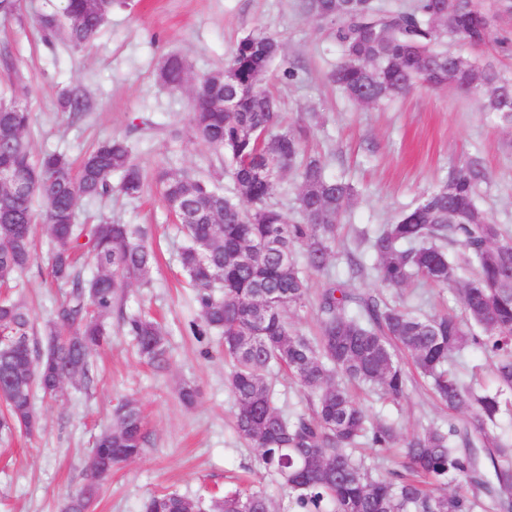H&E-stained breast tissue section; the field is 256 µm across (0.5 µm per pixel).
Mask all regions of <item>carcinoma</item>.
<instances>
[{"instance_id": "1", "label": "carcinoma", "mask_w": 512, "mask_h": 512, "mask_svg": "<svg viewBox=\"0 0 512 512\" xmlns=\"http://www.w3.org/2000/svg\"><path fill=\"white\" fill-rule=\"evenodd\" d=\"M113 2L66 0L61 15H43L39 24L63 30L79 48L96 37ZM300 8L333 26L342 60L328 79L349 98L377 104L430 80L472 97L484 112L512 117V83L494 64L436 49L447 38L476 46L491 39L494 15L481 0H446L439 10L434 0H411L397 9H382L374 0H300ZM282 52L274 36L252 31L236 43L224 70L192 90V134L224 156L234 195L172 169L157 176L163 203L176 210L185 237L180 263L199 310L190 330L199 340L212 333L223 339L235 431L258 449L260 470L288 491L282 512H474L480 493L495 512H512V435L499 431L512 406V239L476 204L490 173L481 157H465L394 222L361 234L371 266L355 251L343 253L353 279L372 269L384 288L420 279L454 290L463 316L421 315L404 302L391 304L332 281L319 295L318 335L301 334L290 327L288 313L308 300L303 269H326L354 189L327 176L323 159L304 153L300 137L281 127L276 99L262 79ZM160 76L168 87L183 88L181 59L168 56ZM87 107L78 88L58 99L63 113L79 115ZM30 122L27 104L0 99V172L29 182L22 193L7 180L0 185V284L34 265L41 230L51 242L48 274L67 290L47 325L42 354L30 338L26 304L0 300V433L6 434L39 429L35 391L64 395L61 371L71 373L73 387H88L93 354L108 340L107 320L122 306L126 287L149 279L156 259L137 224L77 222L82 199L114 191L128 199L142 196L145 176L128 142L102 141L78 164L58 151L36 157L25 139ZM283 168L299 181L293 219L272 203ZM81 256L95 265L89 278L78 267ZM124 325L143 358L166 362L167 340L157 323L135 315ZM469 348L494 359V387L466 381L452 364ZM404 358L430 380L448 415L467 413L463 425L450 420L446 429L430 424L402 436L394 424L372 420L337 380L340 373L397 402L411 381ZM276 368L308 395L311 413L276 406ZM113 419L94 443L88 497L69 499L62 512H91L112 470L142 454L146 433L137 400L119 404ZM362 440L372 448H401L405 472L373 476L371 465L352 455ZM448 477L456 481L451 490L444 486ZM142 508L192 512L202 502L161 492ZM211 512L277 508L261 486L247 483L214 500Z\"/></svg>"}]
</instances>
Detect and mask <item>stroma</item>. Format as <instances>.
Returning a JSON list of instances; mask_svg holds the SVG:
<instances>
[{
  "mask_svg": "<svg viewBox=\"0 0 512 512\" xmlns=\"http://www.w3.org/2000/svg\"><path fill=\"white\" fill-rule=\"evenodd\" d=\"M62 5V0H18L17 16L0 17V52L10 57L9 65L0 64V96L30 105L33 121L26 140L33 153L61 150L77 157L105 138L128 140L146 176L143 196L131 200L115 193L83 200L77 218L140 225L158 260L149 283L127 289L122 315L111 320L110 344L94 359L89 388L38 400L36 433L0 436V512H59L85 484L95 436L111 427L115 407L128 398L140 405L147 443L138 459L113 471L94 512H141L143 502L162 490L220 497L236 477L255 469L257 451L232 428L220 337L200 341L189 330L198 311L179 263L182 235L154 179L157 169L171 167L218 177L225 191L234 189L221 157L191 135V83L222 70L236 41L253 30L282 42L283 54L264 84L279 100L283 123L324 158L328 175L356 190L342 217L340 250L355 248L360 232L391 223L445 181L454 163L474 154L492 175L479 188L477 204L512 234V126L449 86L419 87L378 106L349 99L327 82L342 56L332 29L308 18L299 0H117L98 38L82 48L31 24L34 16L60 12ZM483 6L496 15L491 41L473 46L451 40L446 48L493 61L512 79V11L504 10L501 0H483ZM170 54L180 55L186 66L189 84L178 91L159 79ZM288 69L294 78L285 77ZM73 87L92 101L91 110L77 120L57 109L62 90ZM347 275L340 258L330 259L326 272L312 274L305 307L289 316L300 333H316L319 293L330 279ZM10 293L27 302L31 334L44 340L62 286L38 262L13 282ZM383 296L390 302L405 297L423 314L458 306L452 289L419 283L404 294L387 290ZM144 313L156 317L168 341L164 367L139 357L122 324L123 316ZM185 380L201 392L191 409L178 397ZM355 397L372 416L393 422L404 434L448 422L418 377L397 404L375 390H356Z\"/></svg>",
  "mask_w": 512,
  "mask_h": 512,
  "instance_id": "stroma-1",
  "label": "stroma"
}]
</instances>
